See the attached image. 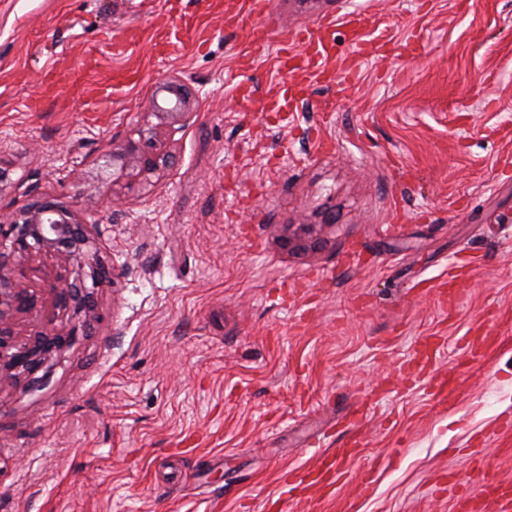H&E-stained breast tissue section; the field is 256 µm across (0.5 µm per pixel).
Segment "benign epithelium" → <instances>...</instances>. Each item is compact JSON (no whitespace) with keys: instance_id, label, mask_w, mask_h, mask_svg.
<instances>
[{"instance_id":"7a95c632","label":"benign epithelium","mask_w":512,"mask_h":512,"mask_svg":"<svg viewBox=\"0 0 512 512\" xmlns=\"http://www.w3.org/2000/svg\"><path fill=\"white\" fill-rule=\"evenodd\" d=\"M159 123L138 129V139L112 150V183L148 185L173 163L165 132L187 126L194 100L177 77L161 84L150 101ZM8 175L0 170V377L30 384L48 374L55 355L85 334L94 311V297L110 282L88 224L78 212L52 199L12 209L5 202ZM53 257L63 274L47 285L58 309L73 312L68 327L37 329L27 337L16 331L18 318L34 306L35 296L23 269L37 257Z\"/></svg>"}]
</instances>
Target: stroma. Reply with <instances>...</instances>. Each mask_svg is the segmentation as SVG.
<instances>
[{
  "label": "stroma",
  "mask_w": 512,
  "mask_h": 512,
  "mask_svg": "<svg viewBox=\"0 0 512 512\" xmlns=\"http://www.w3.org/2000/svg\"><path fill=\"white\" fill-rule=\"evenodd\" d=\"M225 2H181L211 13L205 49L105 57L138 81L90 112L66 78L81 47L178 15L0 0L10 197L85 210L116 272L39 388L0 381V512H460L484 474L512 483V0H269L257 54ZM349 13L367 42L328 31L348 89L267 112L282 34ZM172 75L196 112L173 165L107 190L113 145ZM57 272L26 267L38 302L20 333L64 325ZM351 440L341 479L308 485Z\"/></svg>",
  "instance_id": "35a3bbf8"
}]
</instances>
